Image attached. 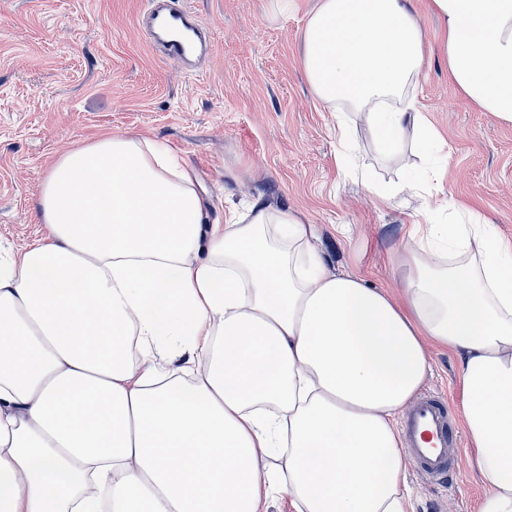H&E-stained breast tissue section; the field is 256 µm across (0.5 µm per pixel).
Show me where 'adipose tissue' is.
<instances>
[{
  "label": "adipose tissue",
  "mask_w": 512,
  "mask_h": 512,
  "mask_svg": "<svg viewBox=\"0 0 512 512\" xmlns=\"http://www.w3.org/2000/svg\"><path fill=\"white\" fill-rule=\"evenodd\" d=\"M460 89L512 123V0H427ZM410 0H320L302 64L336 115L389 150L441 145L403 90L423 63ZM440 170L382 185L433 196ZM411 224L394 289L330 270L296 213L255 203L209 223L163 144L112 136L62 154L46 235L0 252V512H410L397 417L460 357L458 410L512 512V240L459 203ZM281 467L268 463L271 454Z\"/></svg>",
  "instance_id": "ef3b65f1"
}]
</instances>
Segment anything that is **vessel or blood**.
Here are the masks:
<instances>
[{
	"label": "vessel or blood",
	"instance_id": "b4317fda",
	"mask_svg": "<svg viewBox=\"0 0 512 512\" xmlns=\"http://www.w3.org/2000/svg\"><path fill=\"white\" fill-rule=\"evenodd\" d=\"M147 3L140 21L164 58L188 69L195 58L210 54L209 39L179 0ZM402 428L416 471L432 482H452L462 451L445 401L439 395L424 394L411 406Z\"/></svg>",
	"mask_w": 512,
	"mask_h": 512
}]
</instances>
